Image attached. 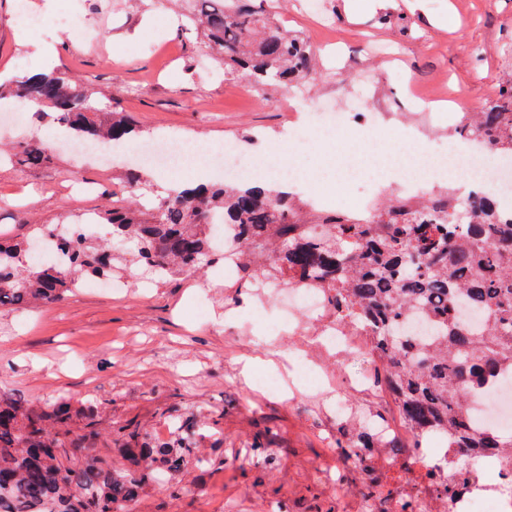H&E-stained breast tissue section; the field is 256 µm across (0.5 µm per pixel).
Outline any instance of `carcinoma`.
Masks as SVG:
<instances>
[{"label":"carcinoma","instance_id":"carcinoma-1","mask_svg":"<svg viewBox=\"0 0 512 512\" xmlns=\"http://www.w3.org/2000/svg\"><path fill=\"white\" fill-rule=\"evenodd\" d=\"M181 36L202 34L205 50L193 65H224L257 91L289 85L314 73L316 54L276 19L269 0H186ZM53 110L81 141L117 146L138 137L120 113L97 111L87 91L64 73L17 75L0 83V99ZM464 137L512 154V88L461 127ZM21 162L39 166L52 151L21 145ZM103 193L110 207L97 212L116 252L89 238L66 241L70 275L50 264L25 263L28 241L0 240V306L49 304L93 276L108 277L122 262L169 277H194L223 259L208 225L216 219L247 232L234 237L238 253L269 254L267 269L241 265L236 291L266 273L326 288L336 316L370 330V349L384 384L413 432V447L429 437L449 448L512 457V434L474 425L468 405L485 387L512 377V221L483 196L440 194L422 203L391 200L374 206L370 220L322 213L282 189L242 182L158 193L142 170L125 173ZM419 309L434 327L415 338L402 323ZM338 448H381L395 457L405 447L371 435L351 418ZM273 432L254 438L251 457L273 469ZM108 437L125 464L101 452L97 407L65 399L43 406L0 394V509L9 512H132L146 489L208 460L197 455L196 413L176 417L167 439L132 422H113Z\"/></svg>","mask_w":512,"mask_h":512}]
</instances>
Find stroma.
<instances>
[{"label":"stroma","instance_id":"obj_1","mask_svg":"<svg viewBox=\"0 0 512 512\" xmlns=\"http://www.w3.org/2000/svg\"><path fill=\"white\" fill-rule=\"evenodd\" d=\"M33 18L28 38L18 30L14 0H0V79L37 68L35 50L50 46V68L73 76L98 109L123 113L144 135L174 134L209 146L234 145L244 161L266 156L265 143L300 124H317L354 97L367 107L373 95L403 98L398 76L428 84L456 104L442 128L455 137L466 116L500 98L512 85V0H319L332 18L336 48L309 79L249 96L245 81L192 69L173 7L154 0H25ZM389 24H381V16ZM451 18L447 29L434 21ZM397 47L398 59L375 45ZM51 116L0 137V237L25 238L37 224L97 212L98 193L68 191L72 179L109 185L121 165L78 167L69 151L49 164L26 167L12 160L19 143L43 139ZM333 141L298 148L288 143L294 168L319 186L355 195L372 173L357 154L330 155ZM214 268L194 278L174 277L115 295L83 286L63 300L32 309L0 308V393L44 404L61 396L97 406L103 424L131 421L168 436L173 410H198L200 450L213 460L188 468L172 488L156 486L133 512H258L288 501L292 512H356L338 499L323 476L336 471V415L313 377L315 368L281 363L269 322L283 306L272 301L254 313L239 306ZM254 362L251 378L241 366ZM276 376L287 396L269 394ZM274 427L276 471L242 458L253 437Z\"/></svg>","mask_w":512,"mask_h":512}]
</instances>
